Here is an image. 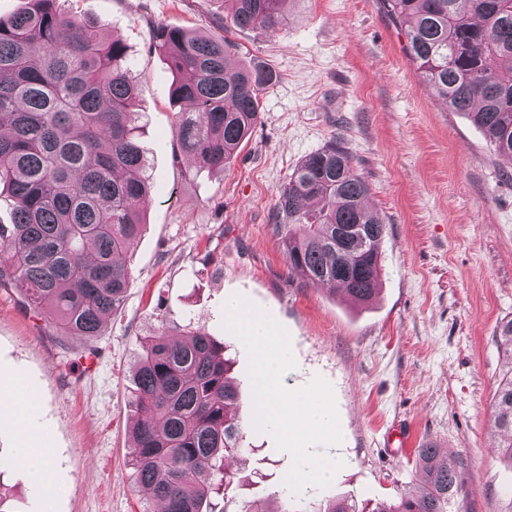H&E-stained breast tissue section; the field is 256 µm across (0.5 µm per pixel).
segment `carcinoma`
<instances>
[{"label": "carcinoma", "instance_id": "obj_1", "mask_svg": "<svg viewBox=\"0 0 512 512\" xmlns=\"http://www.w3.org/2000/svg\"><path fill=\"white\" fill-rule=\"evenodd\" d=\"M0 18V287L25 293L63 336L93 339L125 299L124 256L141 233L149 194L138 86L122 40L59 0ZM292 0H224L230 24L274 32ZM405 25L406 55L450 112H463L498 155L512 159V0H382ZM230 43L178 25L154 28L175 82L173 136L198 171H224L259 119L267 76L235 69ZM370 185L342 144L302 160L275 203L288 266L313 285L372 300L387 225L369 209ZM352 229L336 240V225ZM139 418L131 465L163 512H215L240 481L225 461L246 452L233 414L237 389L224 346L201 330L164 329L139 342ZM501 457L512 464V363L495 393ZM421 484L366 511L337 499L303 512H448L459 462L416 450Z\"/></svg>", "mask_w": 512, "mask_h": 512}]
</instances>
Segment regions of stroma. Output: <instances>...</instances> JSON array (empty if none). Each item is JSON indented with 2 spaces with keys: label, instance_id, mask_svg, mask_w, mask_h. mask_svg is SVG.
Returning a JSON list of instances; mask_svg holds the SVG:
<instances>
[{
  "label": "stroma",
  "instance_id": "stroma-1",
  "mask_svg": "<svg viewBox=\"0 0 512 512\" xmlns=\"http://www.w3.org/2000/svg\"><path fill=\"white\" fill-rule=\"evenodd\" d=\"M105 23L134 57L150 196L146 226L125 257L121 309L87 341L58 335L23 292L0 288V395L37 397L22 423L0 411V506L5 512H161L128 463L132 372L139 342L191 325L223 344L247 452L231 460L228 494L262 498L271 512L309 500L372 505L398 496L419 471L414 450L443 445L464 470L450 512H507L512 465L497 453L493 400L512 357L498 326L512 318V161L497 157L461 112L441 105L410 64L401 26L381 0H294L276 32L230 29L232 64L273 78L247 142L223 172L188 175L173 137L172 78L152 28L210 35L224 0H69ZM341 142L368 180V204L387 226L381 286L357 304L289 270L274 205L294 168ZM267 311L296 359L295 390L332 387L343 465L324 487L294 492L290 453L252 426L250 357L223 326L224 301ZM406 427V443L391 433ZM48 447L53 484L17 465Z\"/></svg>",
  "mask_w": 512,
  "mask_h": 512
}]
</instances>
